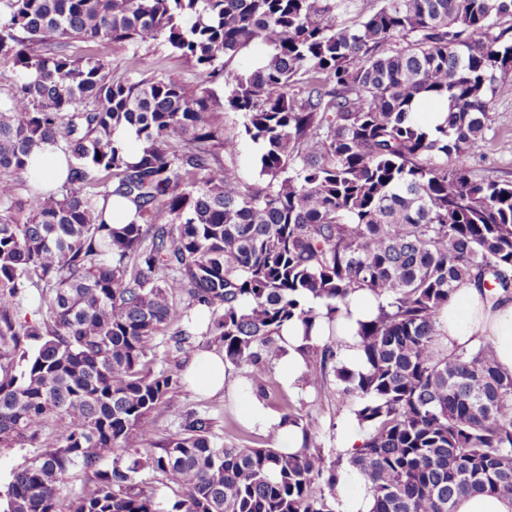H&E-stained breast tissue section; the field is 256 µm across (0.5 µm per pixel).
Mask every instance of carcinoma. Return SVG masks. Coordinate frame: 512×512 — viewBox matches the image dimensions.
<instances>
[{
	"label": "carcinoma",
	"instance_id": "cac0c4a2",
	"mask_svg": "<svg viewBox=\"0 0 512 512\" xmlns=\"http://www.w3.org/2000/svg\"><path fill=\"white\" fill-rule=\"evenodd\" d=\"M357 2L0 0V63L17 67L0 98V446L41 448L0 494L3 512H165L147 471L180 489L173 512H336L351 473L371 512L512 496V375L484 343L448 350L439 324L465 281L512 291V181L466 166L486 147L487 97L512 93V41L493 34L512 0H380L366 17ZM252 42L267 49L260 65L226 68ZM111 43L163 45L197 84L143 76L136 51L126 71L142 78L112 75L99 54ZM220 67L222 98L206 86ZM418 99L448 101L444 122L424 126ZM228 111L242 117L232 136ZM55 139L68 176L39 190L33 150ZM244 141L261 187L238 178ZM111 196L134 206L128 223L106 222ZM360 289L385 303L361 324L368 368L355 373L336 318ZM33 292L37 326L17 320ZM196 311L263 399L282 327L323 322V344L304 347L306 385L367 429L348 462L291 406L295 454L219 445L196 412L160 452L132 449L178 384L146 358L166 334L193 352ZM52 417L66 430L45 437ZM76 469L95 488L63 498Z\"/></svg>",
	"mask_w": 512,
	"mask_h": 512
}]
</instances>
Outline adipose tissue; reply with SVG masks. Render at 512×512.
<instances>
[{
  "label": "adipose tissue",
  "mask_w": 512,
  "mask_h": 512,
  "mask_svg": "<svg viewBox=\"0 0 512 512\" xmlns=\"http://www.w3.org/2000/svg\"><path fill=\"white\" fill-rule=\"evenodd\" d=\"M379 299L367 291L352 293L346 307L337 320L336 333L343 339L340 358L354 372L366 369L364 358L358 348V331L361 323L370 320L377 312ZM443 331L448 336L449 348H469L481 340H488L497 366L512 374V297L489 296L475 284H461L440 316ZM324 340L320 328L304 333L301 322L294 321L284 326L280 346L283 354L279 360L282 367L281 381L291 390H300L305 381L307 365L301 348L304 342L319 345ZM226 369L224 357L214 352L197 355L186 372L188 382L197 389L218 390L224 385ZM243 416L249 426L263 430H276L282 451L294 453L303 444L302 433L296 426L285 422L256 397H247Z\"/></svg>",
  "instance_id": "1"
}]
</instances>
